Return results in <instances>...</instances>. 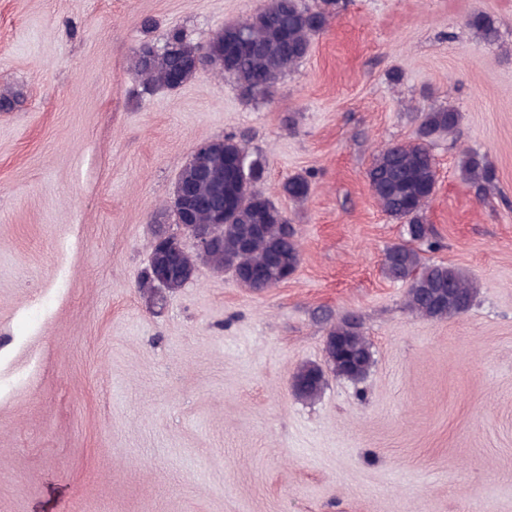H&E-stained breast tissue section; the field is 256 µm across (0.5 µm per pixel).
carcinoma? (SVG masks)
Wrapping results in <instances>:
<instances>
[{
  "instance_id": "carcinoma-1",
  "label": "carcinoma",
  "mask_w": 512,
  "mask_h": 512,
  "mask_svg": "<svg viewBox=\"0 0 512 512\" xmlns=\"http://www.w3.org/2000/svg\"><path fill=\"white\" fill-rule=\"evenodd\" d=\"M338 8L339 0H316L312 5L307 0H265L263 8L244 20L214 31L206 46L207 55L219 75L235 80L243 96L265 97L283 75L309 55L313 39ZM469 25L482 40L496 39V29L481 15L474 16ZM163 43L168 48L146 39L135 49V68L148 88L169 87L176 70L184 82L198 73L194 62L200 46L188 41L178 28L169 30ZM258 76L267 78V89H256ZM461 118V113L449 106L419 113L412 139L381 150L366 171L379 208L405 224L408 236L407 241L386 250L384 271L391 280L408 283L407 307L427 320L464 313L476 296V288L466 274L445 263L425 262L414 246L416 242L430 241L431 236L424 212L436 187L437 164L431 152L432 143L453 135ZM240 159L245 160V182L225 181V166ZM264 172L263 160L251 155L233 135L224 136V141L213 148L194 152L180 177L192 186L205 206L193 213L191 223L210 224L213 211L224 210V223L215 225L221 245L209 251L190 252L180 239L167 235L165 245L151 249L139 287L176 292L194 278L200 264L216 271H232L239 284L252 292H262L283 282L286 273L300 264V243L286 212L256 188ZM460 172L463 182L479 194L489 191L496 180L486 158L473 151L462 152ZM282 191L294 201H303L309 195V180L301 174L290 176ZM174 249L181 251L183 272L179 277L164 280L168 254ZM256 270L268 271L267 286L252 278ZM324 357L325 365L304 364L292 374L297 397L314 400L320 396L328 372L338 378L360 381L374 363L371 343L352 322L340 323L328 331Z\"/></svg>"
}]
</instances>
